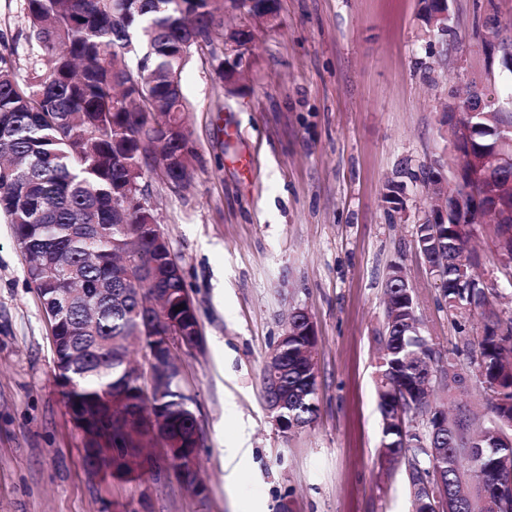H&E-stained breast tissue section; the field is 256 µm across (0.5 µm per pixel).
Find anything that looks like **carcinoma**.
Listing matches in <instances>:
<instances>
[{
  "label": "carcinoma",
  "instance_id": "carcinoma-1",
  "mask_svg": "<svg viewBox=\"0 0 512 512\" xmlns=\"http://www.w3.org/2000/svg\"><path fill=\"white\" fill-rule=\"evenodd\" d=\"M251 0H23L20 18L36 54L27 79L18 77L17 50L0 47V215L11 224L24 249L26 277L53 322L56 369L77 373L63 394L66 406L88 418L82 435L87 444L112 457V479L131 480L158 467L152 449L187 452L197 418L194 398L166 383L148 393L127 359L128 343L138 338L143 321L141 298L117 276V264L143 272L137 288L167 297L170 316L181 312L185 283L170 266L177 263L166 238L135 197L148 191L156 177L173 186L191 168L192 147L185 125L191 104L182 89V74L196 53L211 46L223 26L219 12L227 7L252 15ZM226 92L237 93L238 62L211 54ZM476 133L471 155L481 157L496 142L500 114L468 116ZM512 167L497 168L478 188L512 196ZM465 224H420L417 248L439 266L438 279L448 311L463 315L494 313L499 292L472 275L475 253L465 249ZM492 242L504 270L512 271V223L492 224ZM395 295L393 320L384 322L383 354L378 362L377 393L383 419L381 447L401 436L386 419L400 415L413 423L427 419L426 430H414L412 447L392 453L405 465L413 500L416 480L434 466L432 450L448 449L439 462L442 492L454 512H512V487L502 462L512 458V319L491 320L476 338L460 337L464 347L477 346L472 364L483 380L488 433L479 439L481 456L473 462L455 454L459 433L454 424L441 428L422 388L429 371L448 372V392L464 377L455 364L437 357L423 339V358L403 335L409 307L403 289L386 283ZM85 296L67 305L62 296L76 288ZM296 336L280 346L288 407L284 417L306 426L317 412L316 367L306 355L315 337L306 333L305 318L293 319ZM152 399L165 417L169 437L159 443L133 440L118 425L104 421L109 399L131 403ZM471 473L480 496L473 499L464 481Z\"/></svg>",
  "mask_w": 512,
  "mask_h": 512
}]
</instances>
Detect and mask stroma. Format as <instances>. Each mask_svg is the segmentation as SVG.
Returning <instances> with one entry per match:
<instances>
[{
	"label": "stroma",
	"mask_w": 512,
	"mask_h": 512,
	"mask_svg": "<svg viewBox=\"0 0 512 512\" xmlns=\"http://www.w3.org/2000/svg\"><path fill=\"white\" fill-rule=\"evenodd\" d=\"M421 0H279L254 24L239 94L210 55L183 73L195 156L187 187L151 181L150 203L183 271L202 343L177 350L203 432L195 493L169 469L118 482L89 472L54 378L51 329L0 219V512H412L403 466L379 460L376 394L391 265L414 289L441 358L467 361L439 281L416 246L430 199L420 181L457 163L442 124L451 94L512 86V0H448L427 31ZM20 0H0V39L29 73ZM402 179L401 210L382 199ZM316 334L314 422L283 434L262 369L290 313ZM245 449L236 469L224 451Z\"/></svg>",
	"instance_id": "stroma-1"
}]
</instances>
